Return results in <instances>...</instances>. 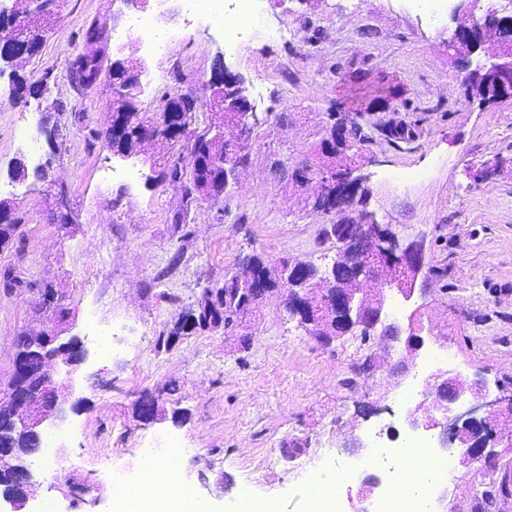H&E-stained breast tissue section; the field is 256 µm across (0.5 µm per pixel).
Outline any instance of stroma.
<instances>
[{"instance_id": "1", "label": "stroma", "mask_w": 512, "mask_h": 512, "mask_svg": "<svg viewBox=\"0 0 512 512\" xmlns=\"http://www.w3.org/2000/svg\"><path fill=\"white\" fill-rule=\"evenodd\" d=\"M277 39L225 45L205 21L173 14L165 53L147 55L161 80L142 87L140 115L156 116L169 97L209 95L216 57L240 76L261 119L244 144L237 179L215 200L189 192L193 166L185 140L148 139L131 154L105 142L112 124V80L75 78L77 56L97 53L91 25L115 35L133 14L125 0H65L40 53L23 60L30 80L47 78L43 99L22 101L0 77V200L15 204L19 229L0 249V379L8 380L16 337L58 325L38 312L39 289L62 300L66 326L85 335L89 319L116 331L111 357L98 347L74 379L84 404L62 428L61 457L39 462V496L55 512H110L117 491L141 479L144 456L175 442L181 479L211 512H238L242 495L275 499L279 512H304L308 477L339 455L366 458V430L384 423L407 431L395 401L423 347L451 345L454 374L481 376L489 399L512 397V99L482 105L466 93V70L448 42L465 10L430 20L408 0H259ZM413 111H406L404 101ZM332 112H359L367 141L357 157L368 179L366 211L399 238L423 236L427 265L398 336L375 329L368 342L350 333L324 342L286 311V290L272 291L232 330L200 331L159 348L204 288L223 285L241 260L259 253L330 266L336 243L324 235L338 212L316 209L318 182L295 173L319 162ZM415 125L411 141L392 142L384 126ZM47 128L39 157L14 136L17 124ZM51 159L47 181H15L11 165ZM183 177L172 180L168 166ZM136 168L133 185L103 180L106 170ZM410 167L427 177L409 189L386 173ZM22 286L7 287L10 278ZM158 400V419L141 421L142 395ZM491 461L461 464L440 512H512V447ZM90 489L71 506L54 488L57 472ZM223 476V495L203 480Z\"/></svg>"}]
</instances>
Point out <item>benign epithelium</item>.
I'll use <instances>...</instances> for the list:
<instances>
[{
	"instance_id": "7a95c632",
	"label": "benign epithelium",
	"mask_w": 512,
	"mask_h": 512,
	"mask_svg": "<svg viewBox=\"0 0 512 512\" xmlns=\"http://www.w3.org/2000/svg\"><path fill=\"white\" fill-rule=\"evenodd\" d=\"M61 2L63 0H25V15L32 20L54 21L58 18ZM16 15L15 6L7 7L0 3V64L11 65L20 58L36 55L40 50V45L17 33ZM487 30L497 35L500 43L505 45L504 49L496 52L481 50V41ZM511 43L512 13L489 6L481 19L456 28L448 47L454 51L466 45L470 58L483 54L488 62L476 64L474 70L490 75L500 88L509 92L512 90V50L507 45ZM145 69L146 62L138 56V46L133 42L128 45V54L113 61V111H123L122 103L137 97L141 88L140 76ZM209 91L210 98L222 103L224 112L234 113L241 132L245 133L260 123L242 79L226 71L220 58L217 59ZM179 98L181 107L164 109L159 116V129L164 131L166 139L175 130L188 129L197 111L198 99L195 96L181 94ZM365 181L366 177L358 166L347 172L327 167L323 169L322 191L316 204L326 211H341L351 203L350 192L361 188ZM333 236L342 237L338 256L317 280L304 276V264L287 259L279 261L280 287L288 292V312L299 318L301 323L312 326L317 336L326 334L333 337L357 326L372 331L382 322L385 298L381 295L374 299L369 297L361 285L383 278L388 288L405 298L411 297L426 263L424 239L402 242L389 225L377 223L368 214L359 222L346 223L339 219L333 228ZM342 267L347 268L348 278L354 287L338 285V269ZM267 292L266 288L245 289L249 301L238 319L252 313ZM32 340L50 349L46 359L34 369L24 360L14 358L8 383L0 385V419L5 421L0 437L14 440L28 436L36 442V446L26 452L0 445V471L9 472L23 488L19 495L0 489V500L9 503L12 512H22L37 494L38 484L34 480L32 466L43 455L42 440L48 425L66 418V411L73 412L83 403L81 399L69 402L73 394L72 376L88 355L83 339L79 336L63 339L60 332L51 330L32 337ZM54 364L64 369L65 379L60 382L55 381L50 372ZM432 379L433 382L427 385L431 413L422 419L419 408L408 411L406 422L410 427H435L439 425L437 417H442L445 424L440 444L445 448L451 443L463 449L462 461L466 463L490 458L492 448L499 444L505 448L512 447V430L505 434L496 431V422L501 416L511 414L512 407L496 409L494 402L486 401L487 387L483 379L464 380L450 372L436 374ZM462 399L468 401V409L453 413V405ZM483 407L488 408L486 415H477ZM139 408V416L145 422H151L158 416L157 402L150 396L142 397ZM60 480L68 488V497L73 502L83 500V495L88 492L87 486L75 482L69 474L61 476Z\"/></svg>"
}]
</instances>
